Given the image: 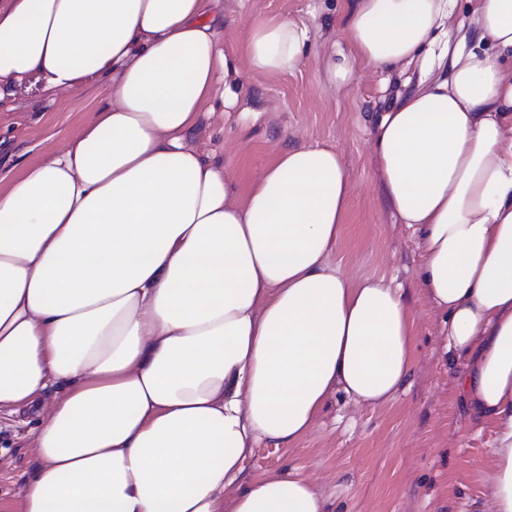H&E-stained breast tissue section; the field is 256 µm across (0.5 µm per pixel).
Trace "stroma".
Returning <instances> with one entry per match:
<instances>
[{
    "label": "stroma",
    "instance_id": "35a3bbf8",
    "mask_svg": "<svg viewBox=\"0 0 512 512\" xmlns=\"http://www.w3.org/2000/svg\"><path fill=\"white\" fill-rule=\"evenodd\" d=\"M341 0H224L232 20L224 48L239 53L247 26L259 17L288 18L310 28L308 56L294 73L249 75L241 94L259 119L232 114L199 129L204 148L225 147L241 178L268 166L276 145L320 144L340 155L350 178L349 212L334 262L354 281L395 279L419 315L411 376L397 401L356 407L329 399L314 430L291 448L263 443L245 464V478L299 470L329 499L333 512H484L492 426L470 412L459 391L463 359L444 353L439 319L417 279L421 255L411 231L395 223L371 162L373 113L403 89L398 72L357 71L350 95L335 92L315 58L341 40ZM88 114L65 99L33 91L0 109V171L63 147ZM40 415L0 414V512H18L17 482L31 469Z\"/></svg>",
    "mask_w": 512,
    "mask_h": 512
}]
</instances>
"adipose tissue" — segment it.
<instances>
[{
    "mask_svg": "<svg viewBox=\"0 0 512 512\" xmlns=\"http://www.w3.org/2000/svg\"><path fill=\"white\" fill-rule=\"evenodd\" d=\"M343 0L322 65L418 66L375 118L371 156L459 388L493 425L484 512H512V0ZM223 0H0V103L40 85L104 95L64 146L0 175V412L50 411L20 512H330L292 472L244 479L262 441L294 447L328 400L393 402L417 315L400 285L331 257L351 182L321 145L276 150L240 184L193 139L246 74L302 64L309 27L255 19L246 68Z\"/></svg>",
    "mask_w": 512,
    "mask_h": 512,
    "instance_id": "obj_1",
    "label": "adipose tissue"
}]
</instances>
